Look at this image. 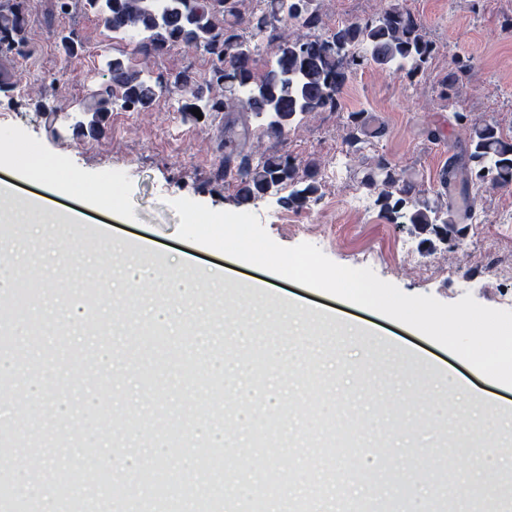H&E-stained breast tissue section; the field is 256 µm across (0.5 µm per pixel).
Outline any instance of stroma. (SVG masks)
<instances>
[{
  "mask_svg": "<svg viewBox=\"0 0 512 512\" xmlns=\"http://www.w3.org/2000/svg\"><path fill=\"white\" fill-rule=\"evenodd\" d=\"M68 3L63 12L57 0H24L36 77L23 97L0 93V137L56 159L89 181L120 173L115 191L122 206L111 212L78 194L59 197L58 210L80 213L81 222L48 224L44 231L65 248L79 241L81 263H66L39 241L16 235L13 225L0 223V264L25 272L33 283L28 291L12 288L0 296V487L9 488L12 504L24 512H186L200 507L197 487L220 481L221 510L207 506L203 512H247L260 483L271 489L265 512H288L298 504L305 512H349L377 494L393 502V512H428L445 494L437 475L451 466L466 488L455 504L468 512L487 486L512 476V424L493 425L494 411L486 409L484 452L462 453L459 444L470 429L464 401L449 398L444 382L424 373L405 381L399 357L333 335L318 316L334 310L388 333L420 363L456 366L491 399H512V387L485 378L397 321L176 236L180 218L171 202L188 198L215 210L254 213L276 243L309 242L335 263L354 266L351 244L327 243L315 225H326L331 234L340 226H363L389 246L411 237L409 227L390 223L378 208L360 215L332 209L333 201L358 190L366 158H347L343 179L322 181L317 201L299 209V222L283 224L279 217L288 208L278 198L243 203L233 187L212 180L224 156L223 114L172 124L163 98L149 112L112 111L99 139L73 136L72 113L51 119L39 106L79 100L83 72L102 76L105 58L133 57L156 79L186 68L201 78L211 61L183 45L147 60L133 56L131 45L99 25L84 0ZM389 3L323 0L322 6L333 27L378 15ZM399 3L420 18L437 46L424 73L411 79L370 66L351 70L336 111L306 114L281 141L264 136L259 121L250 120L247 148L254 157L277 150L325 170L342 149L345 117L360 112L377 152L437 191L440 168L466 138L449 125L440 99L442 82L459 56L472 63L462 77L461 111L497 120L512 136V0ZM70 31L79 39L71 56L59 39ZM470 193L485 222L465 248L398 253L374 265L376 275L405 294H428L444 303L469 293L496 308L502 295L512 296V280L486 264L490 253L512 263V240L495 235L500 216L512 213V186L487 184ZM99 224L112 228L111 252H102L92 234ZM143 239L190 254L201 266L229 267V287L201 285L189 323L158 321L151 294L128 303L118 287L130 260L124 241ZM436 268L451 270V277H434ZM258 278L311 308L306 338L290 335L278 300L248 292ZM35 385L43 401L24 405L26 390ZM269 389L278 392L276 407L256 404L248 417L230 398L236 390L257 395ZM208 428L224 432L220 475L201 460L211 443L199 433ZM361 448L386 457L391 466H362L350 489L338 462L356 457ZM106 453L143 459L140 475L117 500L98 480V462ZM150 476L169 486L172 496L158 499L146 483ZM43 487L50 489V499L40 495Z\"/></svg>",
  "mask_w": 512,
  "mask_h": 512,
  "instance_id": "stroma-1",
  "label": "stroma"
}]
</instances>
